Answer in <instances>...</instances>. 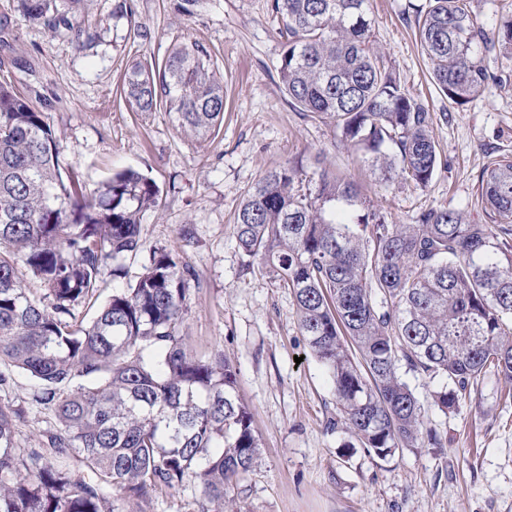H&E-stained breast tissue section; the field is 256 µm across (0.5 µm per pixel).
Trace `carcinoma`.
Masks as SVG:
<instances>
[{"label":"carcinoma","mask_w":512,"mask_h":512,"mask_svg":"<svg viewBox=\"0 0 512 512\" xmlns=\"http://www.w3.org/2000/svg\"><path fill=\"white\" fill-rule=\"evenodd\" d=\"M29 22L69 26L55 0H20ZM288 37L278 75L289 103L333 124L338 143L379 173L424 187L439 155L435 115L380 63L369 0H269ZM432 78L462 106L495 80L484 56L512 60V13L488 33L470 0H429L417 19ZM134 111L162 108L202 143L224 119V76L196 40L126 72ZM157 185L133 171L87 193L62 176L57 140L28 96L0 83V389L13 369L38 383L32 402L58 427L19 440L26 411L0 405V512H145L157 491L200 486L199 512H224V486L252 471L260 443L237 371L221 353L188 351L178 326L190 267L157 248L135 280L94 306L98 282L128 275L141 214ZM489 224L448 209L393 224L358 185L279 165L251 187L236 216L248 267L283 282L308 348L334 384L340 421L385 460L442 448L400 365L430 383L443 414L494 369L512 380V157L485 169ZM24 266L50 305L17 275ZM91 323L73 327L80 308Z\"/></svg>","instance_id":"carcinoma-1"}]
</instances>
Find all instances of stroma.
Listing matches in <instances>:
<instances>
[{"instance_id": "35a3bbf8", "label": "stroma", "mask_w": 512, "mask_h": 512, "mask_svg": "<svg viewBox=\"0 0 512 512\" xmlns=\"http://www.w3.org/2000/svg\"><path fill=\"white\" fill-rule=\"evenodd\" d=\"M56 0L72 29L29 23L18 0H0V81L24 90L54 130L62 173L94 190L115 172L134 169L160 189L142 218V250L128 261L138 275L153 249L189 266L187 311L179 326L195 353H222L261 443L256 467L224 488V512H512V385L488 373L458 409L426 416L441 448H403L380 459L337 424L329 378L302 336L288 288L247 268L235 217L248 190L271 168L302 161L306 172L345 175L399 224L420 209L460 212L487 223L481 176L512 156V61L487 54L494 80L469 103H449L434 86L416 37L428 0H370L371 42L385 67L436 119L439 164L427 186L380 184L371 169L335 144L333 126L294 109L277 67L286 40L267 0H201L193 15L181 0ZM202 42L224 72V120L218 136L196 145L171 115L130 109L119 85L134 62L163 59L176 40ZM37 387L13 376L0 404L26 405L21 443L53 427L52 409L31 404Z\"/></svg>"}]
</instances>
